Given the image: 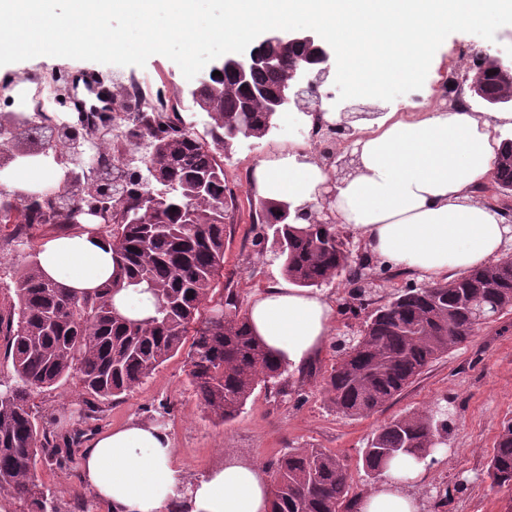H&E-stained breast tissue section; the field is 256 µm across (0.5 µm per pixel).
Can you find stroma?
<instances>
[{"instance_id":"35a3bbf8","label":"stroma","mask_w":512,"mask_h":512,"mask_svg":"<svg viewBox=\"0 0 512 512\" xmlns=\"http://www.w3.org/2000/svg\"><path fill=\"white\" fill-rule=\"evenodd\" d=\"M485 53L511 57L512 26L501 27L491 41L470 33H452L437 49L421 89L390 102L354 98L350 104L368 112L382 109L419 115L433 111L441 98L453 97L455 86ZM92 70L108 80L125 82L139 77L153 81L155 97L177 108L185 100L189 85L180 68L162 55L151 56L142 68L38 56L6 65L0 75V114L32 110L24 88L50 76L68 91L67 96L53 101V117L68 120L72 98L80 93L78 77ZM292 142L304 144L314 153L320 149L319 143L306 139L302 129L284 122L263 139H238L224 158L226 183L236 195L237 209L233 224L226 229L224 269L218 285L235 289L244 305L254 292L284 279L271 251H257L251 244L257 195L250 183L255 166L286 151ZM423 284L417 273L387 270L378 294L355 310L343 304L348 297L347 283L337 280L323 286V293L337 304L336 320L327 345L314 362L315 376L289 375L292 393L285 399L256 390L243 412L223 425L215 424L202 410L187 375V353L183 350L133 393L100 404L92 414L86 411L76 380L35 394L33 402L49 431L60 436L77 428L83 431L80 441L70 446L65 467L38 462V482L56 491L61 500L78 495L90 512H102L78 480L83 448L99 433L130 420L160 417L173 440L176 461L187 477L200 475L228 453L268 467L289 449L314 447L336 454L349 469L355 493L361 494L370 488L361 450L374 433L394 417L444 402L448 405L444 437L448 455L435 462L429 483L451 485L452 492L437 512H512V488L497 486L487 475V463L502 425L512 419V313L483 324L467 342L450 349L401 395L368 417L351 419L337 413L324 392V379L338 340L356 333L367 311L378 307L384 295Z\"/></svg>"}]
</instances>
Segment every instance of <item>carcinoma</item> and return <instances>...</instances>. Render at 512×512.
<instances>
[{"label": "carcinoma", "instance_id": "1", "mask_svg": "<svg viewBox=\"0 0 512 512\" xmlns=\"http://www.w3.org/2000/svg\"><path fill=\"white\" fill-rule=\"evenodd\" d=\"M288 82V65L260 72L253 87L270 92ZM206 135L199 137L179 112H158L135 101L112 113L130 130L120 154L101 144V162L117 170L137 156L149 188L160 192L156 207L140 205L141 184L132 181L112 200L103 236L112 246L116 274L94 295H77L44 278L32 262L17 271L16 301L0 310V334L14 376L0 381V494L21 512H70L36 479L39 457L66 462L57 436L41 424L31 398L63 380L77 379L86 407L127 395L183 347L190 384L216 423L236 419L257 389L290 394L286 369L251 333L238 294L216 289L224 269V233L233 218L234 196L224 181L221 151L240 136L261 139L274 128L263 101L251 98L229 75L210 78L199 92ZM13 210L0 198L5 241L25 246L28 236L10 229ZM30 208L25 223L71 224L72 212L44 216ZM283 208L260 201L256 219L274 229L283 275L302 288H318L343 276L358 283L369 259L353 256L334 224L303 219L299 230ZM142 288L153 299L149 320L116 312L113 295ZM192 297H187V294ZM512 312V264L476 268L448 282L398 289L365 320L360 340L336 362L325 391L336 412L367 416L399 395L434 361L476 334L479 313ZM447 410L435 406L384 425L362 449L367 476L377 479L397 457L431 453L447 431ZM273 512H353L355 496L346 466L321 448H295L273 463ZM488 476L512 485V420L503 423L488 464Z\"/></svg>", "mask_w": 512, "mask_h": 512}]
</instances>
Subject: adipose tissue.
<instances>
[{"label": "adipose tissue", "mask_w": 512, "mask_h": 512, "mask_svg": "<svg viewBox=\"0 0 512 512\" xmlns=\"http://www.w3.org/2000/svg\"><path fill=\"white\" fill-rule=\"evenodd\" d=\"M512 112L475 114L456 107L420 117L387 112L363 125L353 143L354 174L332 181L320 158L303 149L255 168L253 188L297 210L332 186L330 208L354 228L387 268L420 273L429 282L498 260L512 225L476 189L493 169L502 129ZM64 170L53 157L17 156L0 170L12 195L60 188ZM43 275L79 295L94 293L115 272L112 247L94 225L58 235L36 253ZM336 309L318 291L276 284L255 294L246 310L250 330L289 373L306 370L328 341ZM428 461L397 459L358 501V512H423L419 487ZM81 485L108 512H271L267 469L235 454L187 479L165 426L132 420L98 434L85 448Z\"/></svg>", "instance_id": "obj_1"}]
</instances>
